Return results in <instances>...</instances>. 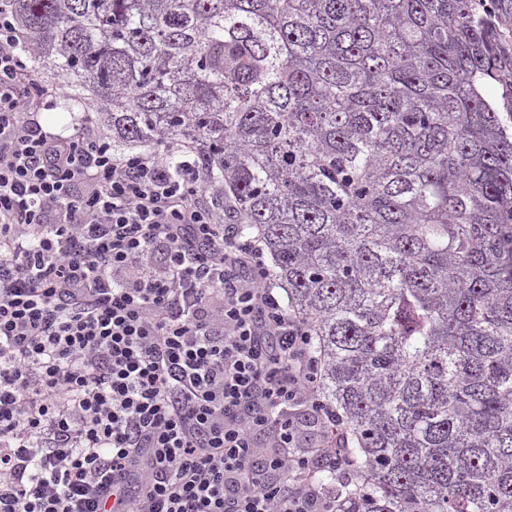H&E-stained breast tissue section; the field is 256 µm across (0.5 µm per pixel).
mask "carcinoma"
<instances>
[{
	"label": "carcinoma",
	"mask_w": 512,
	"mask_h": 512,
	"mask_svg": "<svg viewBox=\"0 0 512 512\" xmlns=\"http://www.w3.org/2000/svg\"><path fill=\"white\" fill-rule=\"evenodd\" d=\"M112 154L181 144L322 362L336 512H512L504 0H3Z\"/></svg>",
	"instance_id": "cac0c4a2"
}]
</instances>
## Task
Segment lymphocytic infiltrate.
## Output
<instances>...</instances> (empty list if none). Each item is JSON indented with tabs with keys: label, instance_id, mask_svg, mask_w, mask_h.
<instances>
[{
	"label": "lymphocytic infiltrate",
	"instance_id": "obj_1",
	"mask_svg": "<svg viewBox=\"0 0 512 512\" xmlns=\"http://www.w3.org/2000/svg\"><path fill=\"white\" fill-rule=\"evenodd\" d=\"M0 11V512H333L306 323L193 150L43 132Z\"/></svg>",
	"mask_w": 512,
	"mask_h": 512
}]
</instances>
